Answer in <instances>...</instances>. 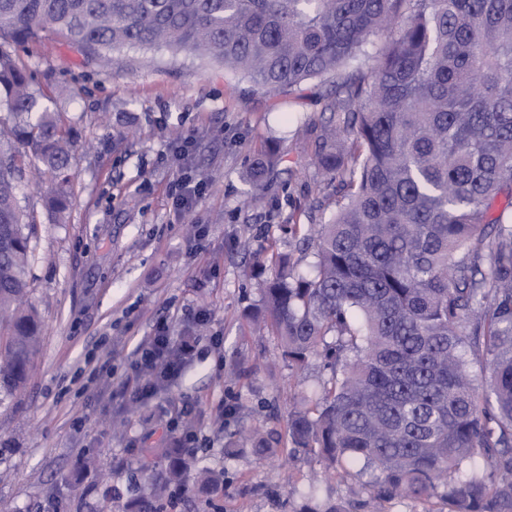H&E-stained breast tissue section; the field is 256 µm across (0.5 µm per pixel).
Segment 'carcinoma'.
Here are the masks:
<instances>
[{"mask_svg": "<svg viewBox=\"0 0 512 512\" xmlns=\"http://www.w3.org/2000/svg\"><path fill=\"white\" fill-rule=\"evenodd\" d=\"M46 28L104 63L127 45L165 47L268 92L336 77L315 162L342 201L311 237L316 274L295 277L280 256L264 287L282 355L329 369L321 393L289 412L288 441L351 493L353 467L372 472L363 506L377 512L402 498L512 512V221L488 217L512 195V0H0V394L11 397L42 342L16 195L25 164L11 143L51 174L50 211L61 218L68 203L73 133L11 50ZM379 32L396 36L365 74L359 53ZM277 161L254 160V187ZM246 448L270 458L257 429L224 453ZM162 454L168 465L131 512H158L185 483L188 450ZM194 479L224 483L207 467Z\"/></svg>", "mask_w": 512, "mask_h": 512, "instance_id": "1", "label": "carcinoma"}]
</instances>
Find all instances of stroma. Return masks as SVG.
I'll return each instance as SVG.
<instances>
[{"mask_svg": "<svg viewBox=\"0 0 512 512\" xmlns=\"http://www.w3.org/2000/svg\"><path fill=\"white\" fill-rule=\"evenodd\" d=\"M14 52L34 88L56 91L51 107L73 127L75 146L63 223L47 211L43 185L18 182L19 204L35 223L28 280L44 340L26 390L0 405V512H37L65 496L58 473L79 471L88 455L101 466L85 473L81 512H95L105 495L112 512H128L140 452L165 445L173 401L192 407L198 456L223 472L224 486L209 493L187 481L167 512H302L309 504L323 512L348 500L287 438L295 399L326 378L322 361L295 370L275 336L255 331L248 313L262 307L263 293L244 274L253 266L271 277L275 255L290 256L297 275L315 273L301 240L331 222L339 199L314 161L332 81L269 93L213 61L139 47L102 67L50 29ZM118 112L133 117L134 133L121 142L112 130ZM272 145L279 161L253 189L249 168ZM184 179L204 188L179 213L173 198ZM162 317L172 335L195 343L181 376L148 403L114 399ZM105 363L112 376L94 374ZM250 428L269 439L273 459L225 456L227 437Z\"/></svg>", "mask_w": 512, "mask_h": 512, "instance_id": "obj_1", "label": "stroma"}]
</instances>
